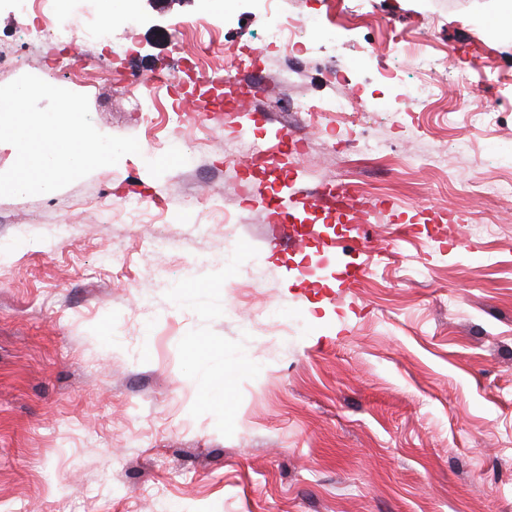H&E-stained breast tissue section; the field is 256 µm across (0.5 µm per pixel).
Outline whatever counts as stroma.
Instances as JSON below:
<instances>
[{
  "mask_svg": "<svg viewBox=\"0 0 512 512\" xmlns=\"http://www.w3.org/2000/svg\"><path fill=\"white\" fill-rule=\"evenodd\" d=\"M335 2L331 24L323 0H281L324 32L303 52L263 45L255 0H137L110 44L0 67L5 85L87 65L94 127L141 148L0 197V512H512V200L468 191L512 177V33L498 0H364L354 25ZM396 35L448 58L445 93L397 123L379 82ZM204 44L215 67L253 55L239 79L262 94L214 109ZM102 68L181 84L145 112ZM355 82L376 89L366 126L281 109ZM365 133L383 156L341 151ZM255 145L275 151L261 175ZM340 181L373 206L361 227L269 223L273 192ZM350 261L367 273L340 301Z\"/></svg>",
  "mask_w": 512,
  "mask_h": 512,
  "instance_id": "stroma-1",
  "label": "stroma"
}]
</instances>
